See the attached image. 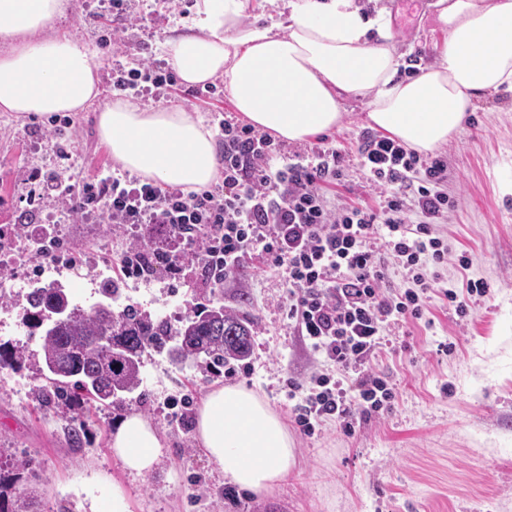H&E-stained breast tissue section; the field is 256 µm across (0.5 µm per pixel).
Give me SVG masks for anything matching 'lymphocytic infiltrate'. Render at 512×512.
<instances>
[{"instance_id":"f902f5d3","label":"lymphocytic infiltrate","mask_w":512,"mask_h":512,"mask_svg":"<svg viewBox=\"0 0 512 512\" xmlns=\"http://www.w3.org/2000/svg\"><path fill=\"white\" fill-rule=\"evenodd\" d=\"M144 83L176 86L172 72L151 64L112 71L114 90L126 94ZM219 137L224 181L210 190L163 189L115 171L56 178L45 191L72 217L95 212L107 224L165 225L177 248L121 259L123 275L143 283L157 269L197 265L220 285L246 253L260 252L286 289L289 325L331 368L309 383H289L295 424L307 436L326 421L354 434L363 417L392 412L394 388L377 361L388 333L422 317L434 287L426 270L448 256L434 231L448 213L447 165L395 138L363 133L358 166L379 206L335 208L322 187L341 180L345 157L326 140L305 159L279 165L271 137L249 125L224 120ZM385 251L403 268L406 288H385Z\"/></svg>"}]
</instances>
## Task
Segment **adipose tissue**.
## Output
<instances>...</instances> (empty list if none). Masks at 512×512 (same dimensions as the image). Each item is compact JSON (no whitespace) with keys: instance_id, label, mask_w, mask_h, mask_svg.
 <instances>
[{"instance_id":"ef3b65f1","label":"adipose tissue","mask_w":512,"mask_h":512,"mask_svg":"<svg viewBox=\"0 0 512 512\" xmlns=\"http://www.w3.org/2000/svg\"><path fill=\"white\" fill-rule=\"evenodd\" d=\"M250 0H196L193 27L165 36L172 68L194 86L223 77L224 91L257 129L299 142L336 128L347 97L368 100L367 119L420 153L447 144L475 102L512 91V0H437L448 37L437 60L401 80L385 11L362 14L355 0H267L260 27L240 18ZM66 0H0V110L77 112L98 94L96 54L79 39L53 34ZM115 161L162 185L198 190L220 166L212 132L179 106L144 109L118 99L98 114ZM196 440L228 483L262 493L296 469L294 442L280 415L257 393L219 386L203 397ZM111 448L131 474L161 461L157 430L127 414Z\"/></svg>"}]
</instances>
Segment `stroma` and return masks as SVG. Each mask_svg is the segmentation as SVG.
I'll return each mask as SVG.
<instances>
[{
	"label": "stroma",
	"mask_w": 512,
	"mask_h": 512,
	"mask_svg": "<svg viewBox=\"0 0 512 512\" xmlns=\"http://www.w3.org/2000/svg\"><path fill=\"white\" fill-rule=\"evenodd\" d=\"M195 0H131L147 15L145 28L127 31L118 53L103 50L111 28L94 16L100 0H68L54 32L72 35L97 52L101 102L116 99L112 68L131 69L144 61L166 66L161 48L166 32L190 24ZM435 0H356L365 11L381 6L391 17L394 44L404 58L421 67L436 59L435 46L445 32L436 29ZM223 77L211 87L178 85L173 97L152 90L135 97L143 108L182 106L198 113L210 130L221 115L241 120ZM342 124L328 131L330 145L346 157L344 176L327 193L340 205L367 203L378 196L368 187L355 160L359 136L367 131L368 101L344 103ZM97 106L82 112L19 115L0 112V227L12 229L15 246L0 247V282L13 291L0 300V343L37 348L22 321L25 284L40 280L67 288L73 303L88 308L101 298L103 280L118 283L123 303L152 319L178 325L193 306L215 301L253 324L252 351L234 362L232 377L210 372L203 363L172 360L167 352L148 350L141 386L110 406L81 408L37 400L40 381L29 367L0 370V448L31 460L40 479L9 483L10 497L36 495L39 512H112L120 493L125 512H512V92L481 98L468 112L459 133L436 154L448 165L445 187L451 199L448 217L436 233L448 246L446 264L433 268L439 287L422 319L409 322L393 350L378 361L396 393L394 410L362 419L354 435L326 422L313 436L291 424L286 383L324 373L314 355L288 326L280 282L266 272L264 260L251 253L224 287H213L198 267L161 273L147 284H133L120 260L134 237H153L173 248L162 226H142L129 234L103 223L97 214L62 218L53 199L31 205L32 172L78 179L116 169L96 127ZM61 130L68 152L61 158L47 140ZM63 240L69 262L36 267L19 244L37 229ZM468 267H460V256ZM487 283L486 296L456 313L442 290L465 289L468 280ZM238 385L263 397L288 422L299 473L273 491H242L227 498L223 476L206 458L195 438L197 408L210 388ZM141 414L164 445L159 466L135 476L111 449L116 420ZM84 429L81 444L67 438L70 427Z\"/></svg>",
	"instance_id": "obj_1"
}]
</instances>
